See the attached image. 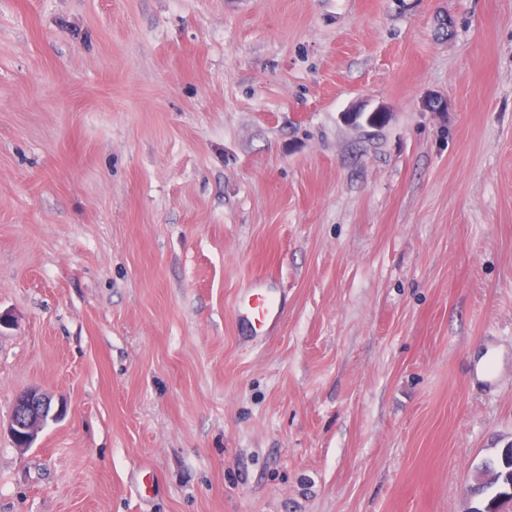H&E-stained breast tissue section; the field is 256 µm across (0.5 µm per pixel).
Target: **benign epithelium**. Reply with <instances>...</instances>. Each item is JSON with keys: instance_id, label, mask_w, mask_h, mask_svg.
Here are the masks:
<instances>
[{"instance_id": "obj_1", "label": "benign epithelium", "mask_w": 512, "mask_h": 512, "mask_svg": "<svg viewBox=\"0 0 512 512\" xmlns=\"http://www.w3.org/2000/svg\"><path fill=\"white\" fill-rule=\"evenodd\" d=\"M63 411L62 407L53 409L52 398L40 389H27L15 399L7 432L16 446L30 448L47 421L58 419Z\"/></svg>"}]
</instances>
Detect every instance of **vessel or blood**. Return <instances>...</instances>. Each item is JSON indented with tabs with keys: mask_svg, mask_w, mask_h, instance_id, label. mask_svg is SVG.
Here are the masks:
<instances>
[{
	"mask_svg": "<svg viewBox=\"0 0 512 512\" xmlns=\"http://www.w3.org/2000/svg\"><path fill=\"white\" fill-rule=\"evenodd\" d=\"M283 314V296L274 275L250 278L240 288L234 319L239 332L246 336L269 333Z\"/></svg>",
	"mask_w": 512,
	"mask_h": 512,
	"instance_id": "vessel-or-blood-1",
	"label": "vessel or blood"
}]
</instances>
